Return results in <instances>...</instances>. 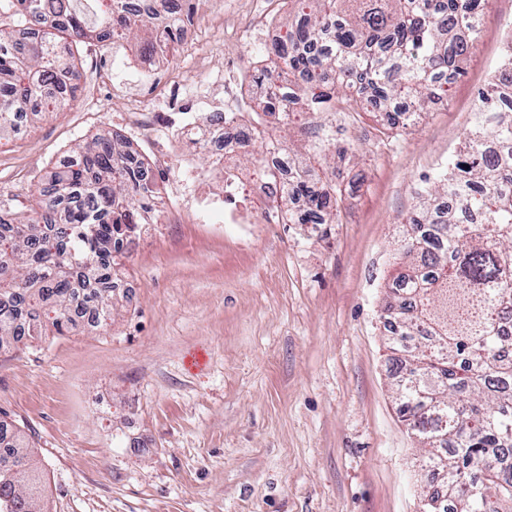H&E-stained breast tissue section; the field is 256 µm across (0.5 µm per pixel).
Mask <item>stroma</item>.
<instances>
[{
  "label": "stroma",
  "mask_w": 512,
  "mask_h": 512,
  "mask_svg": "<svg viewBox=\"0 0 512 512\" xmlns=\"http://www.w3.org/2000/svg\"><path fill=\"white\" fill-rule=\"evenodd\" d=\"M242 0H189L195 48L160 70L138 48L91 41L73 105L0 143V212L27 217L36 185L77 145L119 131L149 163L165 208L158 234L122 259L130 285L112 321L78 323L0 350V415L43 476L41 512H419L423 452L391 389L384 305L398 267L400 220L414 191L459 151L477 122V92L502 61L512 0H482L470 56L448 73V98L407 128L362 112H292L306 152L327 136L336 165L332 224H228L209 149L178 126L247 95L263 36L241 37L213 11ZM145 102L141 122L129 99ZM201 366H190L196 353ZM106 393L107 417L88 401Z\"/></svg>",
  "instance_id": "obj_1"
}]
</instances>
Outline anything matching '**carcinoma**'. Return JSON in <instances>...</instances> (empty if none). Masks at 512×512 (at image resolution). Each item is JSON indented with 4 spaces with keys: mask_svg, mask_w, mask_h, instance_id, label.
<instances>
[{
    "mask_svg": "<svg viewBox=\"0 0 512 512\" xmlns=\"http://www.w3.org/2000/svg\"><path fill=\"white\" fill-rule=\"evenodd\" d=\"M168 0H0V140L28 117L77 99L82 73L60 45L96 40L121 45L144 33L143 56L177 51L184 17ZM306 16L266 50L251 84L264 89L257 108L237 113L241 132L265 134L287 107L303 112H384L390 125L448 96L441 76L474 46L481 0H283ZM41 27L18 48L16 31ZM478 121L467 144L418 204L400 249L394 283L410 300L386 305L387 316L428 344L409 352L397 381L399 412L412 433L429 439L425 466L441 475L434 512H499L512 483L499 479L483 450L512 454V346L499 321L512 320V39L504 61L478 95ZM125 142L95 134L37 189L34 218L15 220L0 247V344L72 331L81 300L97 324L112 320L117 258L137 228L158 220L161 196L149 164L133 165ZM316 151L295 155L280 171L272 206L285 224H333L335 190L325 188ZM451 200L436 221V202ZM0 512H39L41 478L32 453L0 418Z\"/></svg>",
    "mask_w": 512,
    "mask_h": 512,
    "instance_id": "carcinoma-1",
    "label": "carcinoma"
}]
</instances>
